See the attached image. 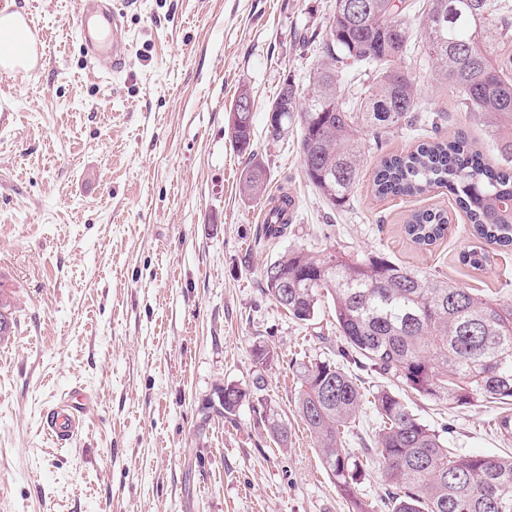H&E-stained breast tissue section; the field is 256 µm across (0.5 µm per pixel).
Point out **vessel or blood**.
Segmentation results:
<instances>
[{
  "instance_id": "vessel-or-blood-1",
  "label": "vessel or blood",
  "mask_w": 512,
  "mask_h": 512,
  "mask_svg": "<svg viewBox=\"0 0 512 512\" xmlns=\"http://www.w3.org/2000/svg\"><path fill=\"white\" fill-rule=\"evenodd\" d=\"M28 32V46L12 59L0 61L1 77L36 69L44 63V40L40 30L32 26ZM75 32L87 56L108 62L111 72H122L125 56L119 45L124 34L120 14L115 8L104 5L103 0H75ZM87 408V396L81 390H72L60 404L45 412L43 425L46 433L58 445L70 443L79 430Z\"/></svg>"
}]
</instances>
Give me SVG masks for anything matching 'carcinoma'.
Listing matches in <instances>:
<instances>
[{
  "instance_id": "cac0c4a2",
  "label": "carcinoma",
  "mask_w": 512,
  "mask_h": 512,
  "mask_svg": "<svg viewBox=\"0 0 512 512\" xmlns=\"http://www.w3.org/2000/svg\"><path fill=\"white\" fill-rule=\"evenodd\" d=\"M336 0L321 40L319 63L310 72L302 100L278 113L288 132L298 119L300 155L309 182L333 207L349 205L366 157L363 132L373 138L411 125L417 85L406 60L422 53L448 92L462 106L489 118V136L501 165L485 163L468 137L419 144L405 154L380 159L373 181L380 198L412 197L446 188L481 242L460 254L463 264L484 267L489 249L512 248V0H428L419 36L402 16L418 0H357L351 17ZM372 76L354 101L340 96L348 69ZM238 150L251 147L248 127L231 126ZM240 192L261 200L264 167L250 160L240 174ZM262 236L270 241L288 228L292 199L271 198ZM448 213L414 212L404 232L426 248L442 239ZM263 270L265 288L297 321H310L322 299L334 304L343 356L369 366L416 394L457 411L479 399L500 404L496 434L512 440V304L504 305L471 288L457 287L430 273L400 265L382 254L349 259L334 252L289 249ZM297 416L308 429L330 478L355 512H368L358 486L368 462L378 464L391 487V512H512V455H461L424 424L397 391H367L343 365L316 359L297 365ZM249 396L235 384L224 387L216 413L231 415ZM379 421L372 444L356 453L344 435L363 406ZM264 418L275 442L288 446V421L266 404Z\"/></svg>"
}]
</instances>
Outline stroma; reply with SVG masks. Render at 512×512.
Masks as SVG:
<instances>
[{
  "instance_id": "stroma-1",
  "label": "stroma",
  "mask_w": 512,
  "mask_h": 512,
  "mask_svg": "<svg viewBox=\"0 0 512 512\" xmlns=\"http://www.w3.org/2000/svg\"><path fill=\"white\" fill-rule=\"evenodd\" d=\"M127 67L109 74L74 36V0H0L33 17L38 72L0 79V512H352L294 411L296 363L339 359L330 299L292 319L268 294L266 264L285 250L385 254L461 288L512 303V251L479 270L459 262L476 241L446 189L382 199L380 157L465 130L498 161L484 113L468 112L419 60L413 126L371 144L349 206L306 177L300 128L272 139L284 81L306 86L335 0H136L123 6ZM254 101L252 149L267 192H288L285 236L258 240L264 202L239 192L249 156L228 133L241 89ZM447 113L433 129L431 113ZM252 153V154H253ZM448 211L444 238L422 249L412 213ZM278 358L260 368L257 342ZM250 397L214 413L226 385ZM73 387L92 407L72 442L44 433L47 407ZM287 416L278 447L262 402ZM418 417L463 454L506 455L498 405L448 411L421 397Z\"/></svg>"
}]
</instances>
